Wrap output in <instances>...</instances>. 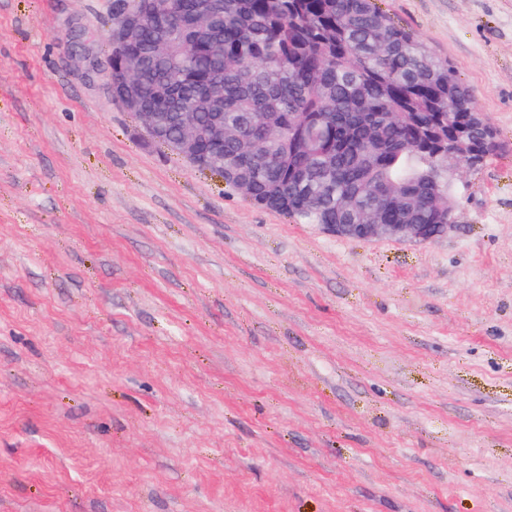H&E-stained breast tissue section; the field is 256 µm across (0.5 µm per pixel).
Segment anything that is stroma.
<instances>
[{
    "mask_svg": "<svg viewBox=\"0 0 512 512\" xmlns=\"http://www.w3.org/2000/svg\"><path fill=\"white\" fill-rule=\"evenodd\" d=\"M500 148L340 239L140 135L107 0H0V512H512V0H375Z\"/></svg>",
    "mask_w": 512,
    "mask_h": 512,
    "instance_id": "stroma-1",
    "label": "stroma"
}]
</instances>
